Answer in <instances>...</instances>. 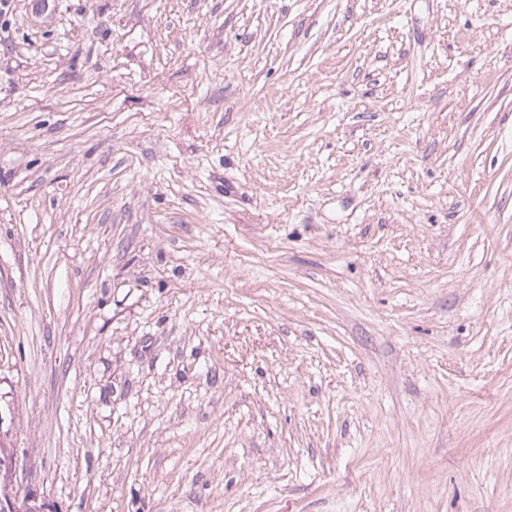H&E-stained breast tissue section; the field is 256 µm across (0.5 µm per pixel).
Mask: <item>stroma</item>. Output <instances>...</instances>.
Wrapping results in <instances>:
<instances>
[{"label": "stroma", "instance_id": "1", "mask_svg": "<svg viewBox=\"0 0 512 512\" xmlns=\"http://www.w3.org/2000/svg\"><path fill=\"white\" fill-rule=\"evenodd\" d=\"M0 444L53 512H512V0H13Z\"/></svg>", "mask_w": 512, "mask_h": 512}]
</instances>
